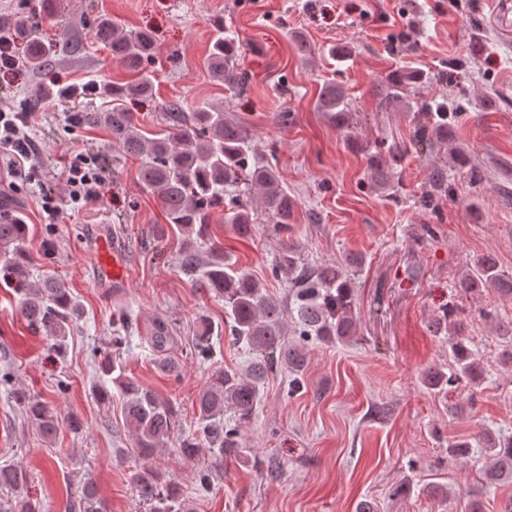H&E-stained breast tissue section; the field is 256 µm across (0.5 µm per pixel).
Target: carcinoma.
<instances>
[{"label":"carcinoma","mask_w":512,"mask_h":512,"mask_svg":"<svg viewBox=\"0 0 512 512\" xmlns=\"http://www.w3.org/2000/svg\"><path fill=\"white\" fill-rule=\"evenodd\" d=\"M16 37L27 45L25 63L41 71L55 63V52L36 35L35 12L22 11L10 22ZM94 41L108 49L112 59L133 72L135 79L126 83H103L89 91L111 99L112 107L103 112H77L73 124L99 126L106 129L111 142L129 156L138 157L142 165L138 173L140 185L156 194L167 224L180 236L177 255L179 272L204 296L224 303V325L231 341L243 345L252 355L244 372L214 370L196 397V421L193 432L181 435L173 445L179 419L172 402L141 385L129 370L124 351L130 346L131 310H119L112 317V350L97 347L91 359L102 374L117 385L123 396L124 421L134 436L138 456L150 459L166 452L191 460L202 450L213 457V464L197 471L195 486L205 492L215 477L224 472V463L243 457L246 443L242 431L254 418L261 389L270 376L288 372V396L303 388L302 376L308 365V347L314 343L346 342L356 336L354 318L355 281L339 262L312 265L299 249L288 244L278 253L272 270L283 281L287 297L282 300L269 293L246 270L237 265L233 255L210 242V213L224 204V224L239 237H248L254 224V209L249 198L231 194L240 184L260 195L263 209L273 223L274 231L285 233L294 212L295 200L283 186L275 154L259 161L253 158L251 139L244 125L224 114V108L205 103L188 112L184 102L175 99L164 107L165 129L147 136L124 108L127 98L149 97L155 88V77L147 64L153 55V38L145 33H126L105 16L91 25ZM239 42L224 35L219 23L210 42L206 66L212 80L238 92L246 89L247 72L235 61ZM424 70L406 66L388 76L380 104L384 108L399 105L414 109L410 97L429 82ZM69 98L65 87L45 91L26 100L24 112H37L47 102ZM317 109L325 112L336 125L351 132V106L344 89L334 82L322 86ZM425 120L414 131L413 145L419 151L433 152L448 148L452 141L455 113L445 103L424 105ZM401 156L388 150V158L375 153L368 158L373 186L387 194L393 189L392 176ZM453 184L445 166H436L428 176L426 191L418 199L425 210L434 211L439 201L452 197ZM29 227L17 215L0 220V272L16 294L21 315L31 328L59 354L67 348V338L82 317L80 304L66 283L47 271L41 281L30 282L31 258L28 252ZM488 290L512 299V275L499 267L496 258L484 254L466 263L465 274L455 282L453 299L432 313L429 329L434 335L448 339V364L430 366L421 372L424 390L431 396L446 398L448 390L464 382L470 387L483 385L490 373L488 361L474 348L466 330L468 322L461 318L462 303L475 299ZM295 338L288 339V328ZM496 331L502 348L498 363L512 367V320H496ZM215 326L202 319L193 339L197 359L208 361L213 356L211 336ZM173 336L164 322L155 325L147 338L156 367L164 374L178 378L180 365L169 355ZM23 408L27 420L42 435L54 437L61 426L72 430L81 426L76 417L61 420L48 403L37 395L12 392ZM483 445L486 463L479 473L487 484L512 482V434L494 435L479 430L474 439L448 440V456L458 459L473 457V443ZM27 482L25 472L11 466H0V490L16 491ZM128 482L135 490L145 512H193L181 497L179 484L155 466L142 465L129 470ZM0 512H38L29 501L0 500ZM68 512H105L102 500L91 483L84 484L71 500Z\"/></svg>","instance_id":"cac0c4a2"}]
</instances>
